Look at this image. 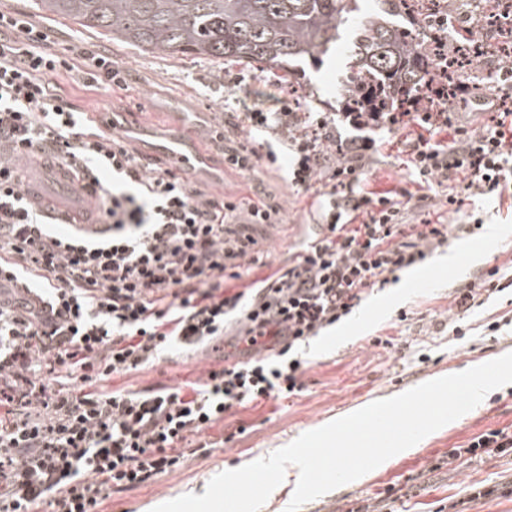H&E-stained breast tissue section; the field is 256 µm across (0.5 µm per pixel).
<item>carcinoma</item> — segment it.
<instances>
[{
    "mask_svg": "<svg viewBox=\"0 0 512 512\" xmlns=\"http://www.w3.org/2000/svg\"><path fill=\"white\" fill-rule=\"evenodd\" d=\"M381 14L356 21L357 0H37L38 8L142 51L257 63L285 83L288 67L326 55L348 29L350 110L396 111L425 91L433 60L412 33L388 20L412 0H382Z\"/></svg>",
    "mask_w": 512,
    "mask_h": 512,
    "instance_id": "carcinoma-1",
    "label": "carcinoma"
}]
</instances>
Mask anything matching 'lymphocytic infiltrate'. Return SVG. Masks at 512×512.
I'll list each match as a JSON object with an SVG mask.
<instances>
[{
	"label": "lymphocytic infiltrate",
	"mask_w": 512,
	"mask_h": 512,
	"mask_svg": "<svg viewBox=\"0 0 512 512\" xmlns=\"http://www.w3.org/2000/svg\"><path fill=\"white\" fill-rule=\"evenodd\" d=\"M83 69L120 88L105 53L56 49L21 15L0 10V512H96L100 499L177 468L181 445L236 408L300 392V347L360 305L369 288L424 261L467 224H445L477 195L512 191V96L477 98V130L444 110V81L400 112L238 113V128L265 134L224 153L247 172L292 156L290 182L319 199L318 232L288 262L250 282L256 241L238 228L275 224L262 193L216 199L173 168L143 162L130 141L99 129L52 78ZM358 130L341 138L337 122ZM409 128L411 181L435 191V210L405 216L413 194L368 190L378 151L366 129ZM95 189L85 221L60 235V205L27 191L44 154ZM461 173L449 184V172ZM240 355L190 392L100 393L98 381L193 350L221 336Z\"/></svg>",
	"instance_id": "lymphocytic-infiltrate-1"
}]
</instances>
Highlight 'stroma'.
I'll return each mask as SVG.
<instances>
[{"mask_svg": "<svg viewBox=\"0 0 512 512\" xmlns=\"http://www.w3.org/2000/svg\"><path fill=\"white\" fill-rule=\"evenodd\" d=\"M1 9L27 16L58 49L109 53L125 72L124 88L88 86L84 73L76 70L54 76L59 92L92 115L103 110L125 113L121 134L138 149L160 146L153 160L162 164L171 161L162 151L174 132L171 121L184 114L202 155L201 163L178 171L190 189L239 199L250 186L261 185L268 199L279 205L281 221L260 227L256 255L274 269L299 249L311 224L318 221L311 195L293 188L282 168L230 170L224 164L223 142L209 133L222 113L272 107L287 96V85L269 78L256 64L229 65L192 55L136 50L68 19L41 13L33 0H0ZM347 65L341 53L300 63L295 69L302 91L297 98L299 111H343L345 99L336 87L344 80ZM372 137L385 147L365 170L370 188L384 191L407 185L409 149L403 136L383 128L373 131ZM468 212L484 226L451 240L458 254L454 266H442L433 256L414 270L398 272L396 281L369 290L350 315L303 346L310 366L300 392L226 415L202 433L207 448L188 452L171 472L108 494L97 512H231L217 490L225 474L241 462L270 456L357 406L512 352V288L471 308L460 322L462 336L448 332L458 291L492 267L512 272V199L478 197ZM490 225L496 228L492 240L485 232ZM377 337L383 338V345H374ZM223 365L220 349L175 351L103 380L98 387L107 392L184 389ZM491 429L512 430V385L490 392L466 416L424 438L408 455L376 468L362 482L306 502L299 512H512V456L486 455L463 464L448 461L453 449ZM473 486L483 490V497L470 498Z\"/></svg>", "mask_w": 512, "mask_h": 512, "instance_id": "1", "label": "stroma"}]
</instances>
